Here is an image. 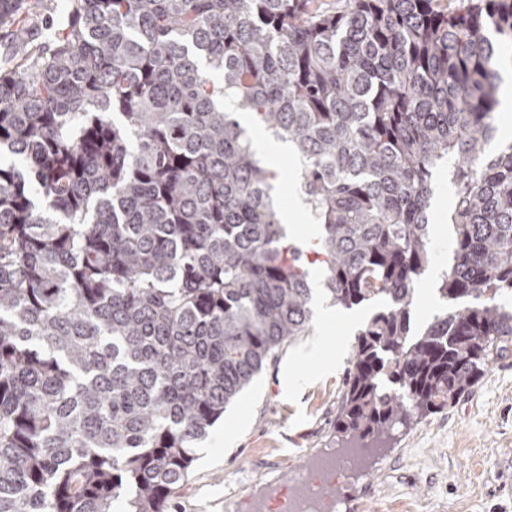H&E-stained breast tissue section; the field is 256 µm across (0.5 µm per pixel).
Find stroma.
Here are the masks:
<instances>
[{"label":"stroma","mask_w":512,"mask_h":512,"mask_svg":"<svg viewBox=\"0 0 512 512\" xmlns=\"http://www.w3.org/2000/svg\"><path fill=\"white\" fill-rule=\"evenodd\" d=\"M26 44L0 25V68L45 46L65 27V0H25ZM379 303L348 311L316 310L311 335L284 347L212 428L194 452L169 512H271L296 473L316 477L323 461L352 457L332 485L338 512H357L369 497L408 499L420 512H512V340L493 355L486 375L448 408L395 425L378 448H347L336 413L354 335L348 315L371 317ZM320 341L315 358L299 356Z\"/></svg>","instance_id":"35a3bbf8"}]
</instances>
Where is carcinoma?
I'll use <instances>...</instances> for the list:
<instances>
[{
  "mask_svg": "<svg viewBox=\"0 0 512 512\" xmlns=\"http://www.w3.org/2000/svg\"><path fill=\"white\" fill-rule=\"evenodd\" d=\"M20 2L0 24L22 40ZM70 2L52 49L0 71V512H168L225 407L313 330L276 173L226 98L302 163L329 305L386 301L336 433L477 383L512 336V141L490 149L512 0ZM444 167L446 309L416 333Z\"/></svg>",
  "mask_w": 512,
  "mask_h": 512,
  "instance_id": "obj_1",
  "label": "carcinoma"
}]
</instances>
